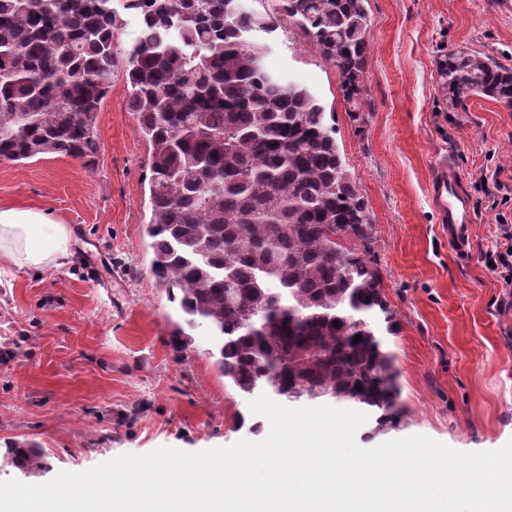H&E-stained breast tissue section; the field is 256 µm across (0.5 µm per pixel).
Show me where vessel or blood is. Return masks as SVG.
Wrapping results in <instances>:
<instances>
[{"mask_svg": "<svg viewBox=\"0 0 512 512\" xmlns=\"http://www.w3.org/2000/svg\"><path fill=\"white\" fill-rule=\"evenodd\" d=\"M431 198L439 223L448 227V245L460 256L468 255L475 222L474 202L461 173L450 162H441L431 181Z\"/></svg>", "mask_w": 512, "mask_h": 512, "instance_id": "vessel-or-blood-1", "label": "vessel or blood"}]
</instances>
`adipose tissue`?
<instances>
[{"label": "adipose tissue", "mask_w": 512, "mask_h": 512, "mask_svg": "<svg viewBox=\"0 0 512 512\" xmlns=\"http://www.w3.org/2000/svg\"><path fill=\"white\" fill-rule=\"evenodd\" d=\"M44 246H36V239ZM72 256L65 225L48 213L17 208L0 209V265L18 269L61 266Z\"/></svg>", "instance_id": "1"}]
</instances>
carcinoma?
<instances>
[{
	"label": "carcinoma",
	"mask_w": 512,
	"mask_h": 512,
	"mask_svg": "<svg viewBox=\"0 0 512 512\" xmlns=\"http://www.w3.org/2000/svg\"><path fill=\"white\" fill-rule=\"evenodd\" d=\"M139 22L123 61L149 145L146 235L153 272L218 371L246 395L357 404L400 418L396 319L375 260V224L336 142L334 113L263 65L250 40L283 20L335 68L363 120L366 0H0V159L60 154L94 163L97 114L118 65L117 10ZM448 108L484 96L512 110V69L477 51L438 60ZM361 341L355 343V335ZM4 463L43 468L33 447Z\"/></svg>",
	"instance_id": "1"
}]
</instances>
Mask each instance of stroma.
Listing matches in <instances>:
<instances>
[{
	"label": "stroma",
	"mask_w": 512,
	"mask_h": 512,
	"mask_svg": "<svg viewBox=\"0 0 512 512\" xmlns=\"http://www.w3.org/2000/svg\"><path fill=\"white\" fill-rule=\"evenodd\" d=\"M370 54L364 126L353 122L334 66L283 22L254 32L265 68L310 90L336 118V141L368 203L383 293L397 328L384 340L400 371L401 421L358 430L373 448L425 435L465 452L512 440V292L488 262L512 198L482 180L512 174V111L472 97L449 110L436 62L467 48L512 68V0H367ZM116 69L97 116L98 154L0 160V208L50 212L76 237L71 263L0 276V451L35 447L40 471L0 480L43 484L124 453L195 452L263 440L269 422L217 371L206 328L175 354L185 316L151 272L149 146ZM458 167L477 220L460 259L438 224L429 185Z\"/></svg>",
	"instance_id": "stroma-1"
}]
</instances>
